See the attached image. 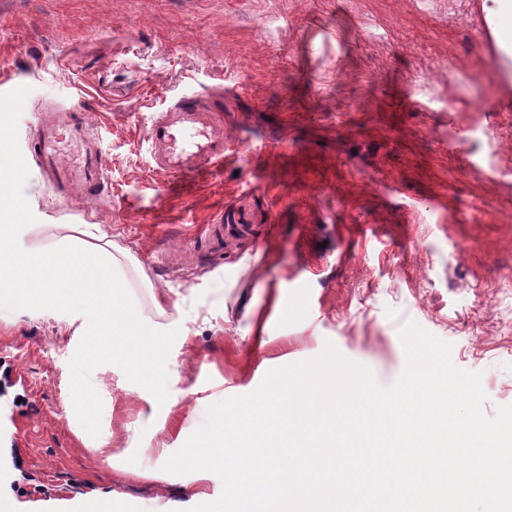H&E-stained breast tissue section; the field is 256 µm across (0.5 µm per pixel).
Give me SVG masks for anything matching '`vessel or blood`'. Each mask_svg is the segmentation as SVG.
Here are the masks:
<instances>
[{
  "label": "vessel or blood",
  "mask_w": 512,
  "mask_h": 512,
  "mask_svg": "<svg viewBox=\"0 0 512 512\" xmlns=\"http://www.w3.org/2000/svg\"><path fill=\"white\" fill-rule=\"evenodd\" d=\"M66 141L83 146L77 164L71 169L60 162L61 145ZM148 141L156 167L171 175L193 173L203 165L222 162L223 99L209 101L201 93L178 97L166 111L153 118ZM32 151L49 184L74 181L90 192L103 184L105 159L98 147L88 141L85 122L78 113H46L34 135Z\"/></svg>",
  "instance_id": "1"
}]
</instances>
